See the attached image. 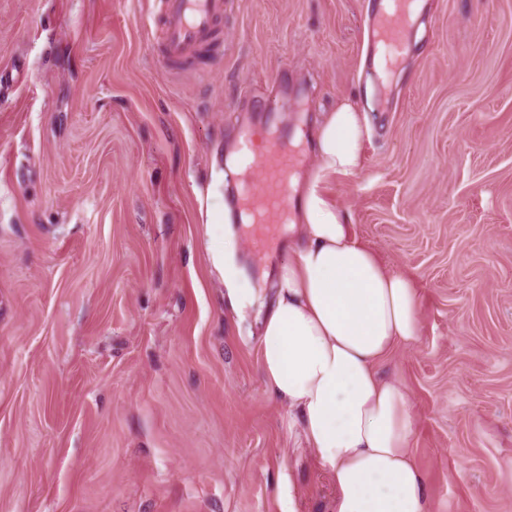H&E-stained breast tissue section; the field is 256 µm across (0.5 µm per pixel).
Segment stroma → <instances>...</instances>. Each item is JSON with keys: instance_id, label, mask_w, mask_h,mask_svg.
I'll use <instances>...</instances> for the list:
<instances>
[{"instance_id": "1", "label": "stroma", "mask_w": 512, "mask_h": 512, "mask_svg": "<svg viewBox=\"0 0 512 512\" xmlns=\"http://www.w3.org/2000/svg\"><path fill=\"white\" fill-rule=\"evenodd\" d=\"M370 0H232L209 73L174 75L155 0H0V512H333L266 391L258 319L288 260L205 213L243 121L370 135L323 190L420 290L408 392L432 512H512V0H427L389 86ZM262 303L235 312L232 288ZM224 206L222 211H216V210H207L206 212V220L205 224L208 229V233L210 231L216 232L221 231L223 240H224V246L220 247L214 243L210 246V251L212 253V259L213 264L215 268L218 270L220 275L224 277V249H226V246H231V234L226 233L224 234Z\"/></svg>"}]
</instances>
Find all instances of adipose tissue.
Instances as JSON below:
<instances>
[{
    "mask_svg": "<svg viewBox=\"0 0 512 512\" xmlns=\"http://www.w3.org/2000/svg\"><path fill=\"white\" fill-rule=\"evenodd\" d=\"M367 134L350 99L315 124L317 163L299 185L298 220L288 226L293 257L279 265L259 323L261 373L330 477L334 512H431L410 454L412 405L378 370L397 346L421 339L419 290L382 265L321 189L329 177L358 171Z\"/></svg>",
    "mask_w": 512,
    "mask_h": 512,
    "instance_id": "obj_1",
    "label": "adipose tissue"
}]
</instances>
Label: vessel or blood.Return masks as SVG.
I'll return each instance as SVG.
<instances>
[{"label":"vessel or blood","instance_id":"obj_1","mask_svg":"<svg viewBox=\"0 0 512 512\" xmlns=\"http://www.w3.org/2000/svg\"><path fill=\"white\" fill-rule=\"evenodd\" d=\"M154 16L160 32L164 59L173 66L195 61L197 52L208 44L224 18L226 0H159ZM419 0H377L367 21V42L378 55L383 70L398 67L410 48V35L417 27ZM237 175L260 172L263 182L253 189L244 182L238 197L237 219L250 224L255 246L272 236L276 225L287 223L293 202L291 175L305 162L288 135L275 137L267 128L251 127L242 134Z\"/></svg>","mask_w":512,"mask_h":512}]
</instances>
